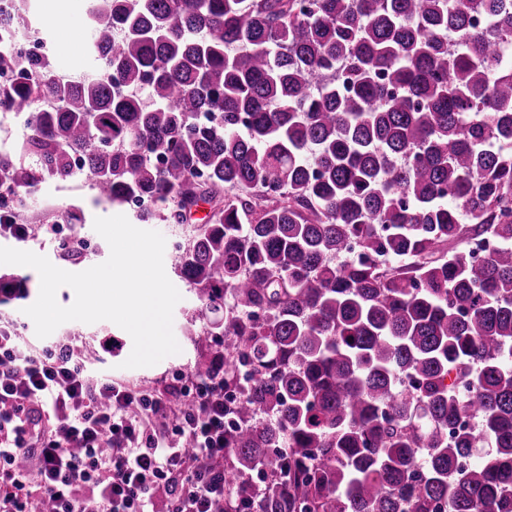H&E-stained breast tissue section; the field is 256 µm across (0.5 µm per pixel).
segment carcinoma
I'll return each mask as SVG.
<instances>
[{
  "mask_svg": "<svg viewBox=\"0 0 512 512\" xmlns=\"http://www.w3.org/2000/svg\"><path fill=\"white\" fill-rule=\"evenodd\" d=\"M88 24L83 78L0 50V111L32 117L0 224L76 154L101 198L155 199L141 222L210 206L175 262L193 372L224 358L238 397L226 485L266 484L224 512H512V0H90Z\"/></svg>",
  "mask_w": 512,
  "mask_h": 512,
  "instance_id": "obj_1",
  "label": "carcinoma"
}]
</instances>
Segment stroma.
Returning <instances> with one entry per match:
<instances>
[{"label":"stroma","mask_w":512,"mask_h":512,"mask_svg":"<svg viewBox=\"0 0 512 512\" xmlns=\"http://www.w3.org/2000/svg\"><path fill=\"white\" fill-rule=\"evenodd\" d=\"M50 0H31V11L42 23L47 37L54 46L52 60L59 70L78 75L90 70L94 62L86 55L67 61L62 57L61 39L67 26H75L76 40L87 36V0H60L61 12L57 20L48 17ZM83 209L85 220L80 224H62L60 214L69 206ZM127 205L112 204L98 200L95 190L91 189L85 174H75L68 181L45 180L35 197L30 198L24 215L30 222L48 225L49 230L39 239L19 242L0 237V246L20 248L46 256L55 266L69 272H81L104 262L110 249L107 242L93 229L95 218L116 214L130 215ZM166 239L164 253L165 272L181 294L173 312V332L181 347L179 354L166 357L151 367L126 369L122 363L132 350V339L123 329L112 322L85 324L72 321L59 326L50 336L51 341H65L75 353L86 361L88 372L94 376L111 375L113 380L125 383L133 389L165 390L170 384L187 375L193 368L198 355L184 324L192 315L196 299L190 286L182 280L174 268V256L177 246L189 233L188 228H178L171 224L157 227ZM70 233L80 235L87 243L81 257L74 262L62 260L57 252L58 238ZM11 275L22 279L25 287L8 304L0 306V314L9 317L18 327L23 339L37 343L34 323L26 313V307L33 304L39 294L40 277L36 270L29 267L0 265V276ZM111 336L121 341L120 350L106 354L100 349L104 337Z\"/></svg>","instance_id":"35a3bbf8"}]
</instances>
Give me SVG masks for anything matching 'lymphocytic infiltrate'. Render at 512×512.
Returning <instances> with one entry per match:
<instances>
[{"mask_svg": "<svg viewBox=\"0 0 512 512\" xmlns=\"http://www.w3.org/2000/svg\"><path fill=\"white\" fill-rule=\"evenodd\" d=\"M224 367L163 393L91 380L68 344L22 343L0 318V512H216Z\"/></svg>", "mask_w": 512, "mask_h": 512, "instance_id": "obj_1", "label": "lymphocytic infiltrate"}]
</instances>
